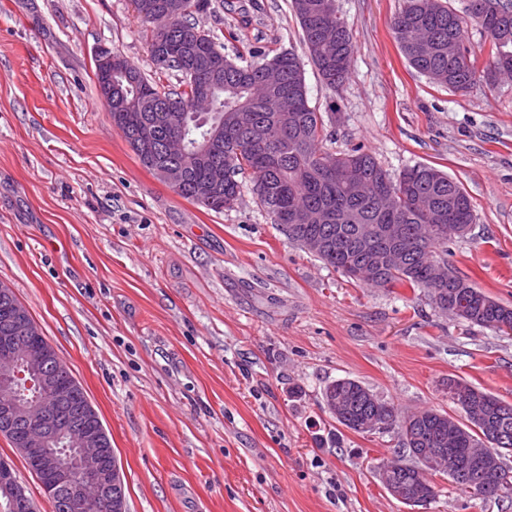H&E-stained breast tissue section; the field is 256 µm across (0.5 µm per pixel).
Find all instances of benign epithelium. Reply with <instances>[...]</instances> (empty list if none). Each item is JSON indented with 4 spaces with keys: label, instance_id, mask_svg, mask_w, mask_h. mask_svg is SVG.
<instances>
[{
    "label": "benign epithelium",
    "instance_id": "benign-epithelium-1",
    "mask_svg": "<svg viewBox=\"0 0 512 512\" xmlns=\"http://www.w3.org/2000/svg\"><path fill=\"white\" fill-rule=\"evenodd\" d=\"M103 79L99 94L112 108V77L129 84L138 76L126 68L117 54L101 56ZM61 366L54 347L41 327L24 307L16 308L0 321V434L15 438L16 447L35 464L41 486L58 498L63 512H88L95 504L101 512H123L114 505V495L122 490L123 476L108 434L89 399L73 403L76 383L58 375ZM39 387V399L22 403L16 391ZM442 455L426 449L420 455V472L441 469ZM397 500L412 504L422 489L389 485ZM23 497L11 462L0 460V512H14Z\"/></svg>",
    "mask_w": 512,
    "mask_h": 512
}]
</instances>
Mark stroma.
Returning <instances> with one entry per match:
<instances>
[{"label":"stroma","instance_id":"stroma-1","mask_svg":"<svg viewBox=\"0 0 512 512\" xmlns=\"http://www.w3.org/2000/svg\"><path fill=\"white\" fill-rule=\"evenodd\" d=\"M404 0H336L353 35L347 80H320L290 0H209L191 23L230 59L295 52L323 150L373 152L391 175L427 164L475 206L448 263L512 305V78L432 84L392 29ZM133 0H0V282L85 389L123 472L127 512H512L439 495L410 507L381 484L397 432L358 434L323 408L360 381L405 413L454 412L456 376L512 403V334L468 325L420 289L354 283L290 243L242 174L215 212L143 167L95 83L102 52L161 88ZM36 512H53L0 435Z\"/></svg>","mask_w":512,"mask_h":512}]
</instances>
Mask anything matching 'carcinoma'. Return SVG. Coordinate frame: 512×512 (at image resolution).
<instances>
[{
	"mask_svg": "<svg viewBox=\"0 0 512 512\" xmlns=\"http://www.w3.org/2000/svg\"><path fill=\"white\" fill-rule=\"evenodd\" d=\"M137 11L146 24H154L164 13L165 0H134ZM208 6V0H187L182 14L169 18L164 29L154 32L151 43L152 59L161 53L170 58V64L158 69L174 71L182 77L183 89L165 92L158 88L138 67L129 69L139 76L137 86L124 89L123 107L112 106L110 118L119 128L139 162L150 171L163 167H181L185 178L177 194L197 202L198 189L213 188L211 200L200 205L215 212L234 207L241 190L236 176L249 169L255 179L254 190L260 205L280 223V210L292 201L305 208L324 207L332 214L329 224H311L307 228L290 231L282 226L290 242L302 244L306 236H322L332 241L333 248L319 252L315 257L333 267L344 277L376 288L408 287L425 291L431 304L449 313L450 306H462L454 317L470 326L496 329L499 322L512 325V306L489 297L466 277L448 271V283L436 293L430 280L432 263L446 262L448 232H437L422 237L428 225L458 224L469 228L475 214L472 201L459 182L429 165L419 164L391 176L369 151L353 150L333 154L320 147L324 131L321 113L309 104L308 90L298 58L291 52H281L270 60L237 63L224 55V43L209 33L198 32L183 17ZM291 7L299 20L303 42L311 61L323 82L334 87L348 77L353 49L352 33L347 21L338 14L335 0H291ZM467 14L486 33L487 65L481 69L468 42H463L460 53L448 56V38L466 33L465 21L442 0H406L404 8L394 17L393 30L407 61L432 83L454 91H465L481 81L491 80L497 70L512 72V0H468ZM323 26L336 27L339 37L333 62L321 61L316 50L315 32ZM278 68L282 82L274 95H286L296 104L300 128L288 129V120L281 118L271 106V96L261 87L262 73L267 66ZM221 73L222 85L211 92L207 111L189 121L185 136L187 156L174 158L161 150L154 151V161H147L139 151L134 134L145 123H154L173 104L188 116L196 114L195 103L199 85L209 80L213 70ZM222 126L221 143L214 152L201 155L204 135L213 125ZM278 125L283 133L274 146L253 140L254 128ZM352 163L363 177L373 184V194L355 192L329 176ZM391 191L399 201L394 211H385L378 194ZM371 224L392 227L410 237L414 254L396 264L385 255L375 271V277L365 279L350 269L357 258L353 235ZM369 389L359 381L344 378L329 383L324 390L325 403L339 425L358 431V425L375 419L382 429H396L403 437L408 458L398 456L383 465L387 477L404 485H415L424 480L431 499L438 490L426 476L417 472L420 461L417 452L423 448H445L453 458L452 466L444 469L456 489L470 493L465 471L475 465L473 453L486 449L484 439L494 438L499 448H512V404L479 390L461 379L448 377V396L458 404L467 394L472 404L482 410L480 419L468 414L457 419L438 410L427 409L414 414L410 422L401 416L395 403L380 400L374 404L367 396ZM506 454H498L493 461L486 496H512V470L504 464Z\"/></svg>",
	"mask_w": 512,
	"mask_h": 512,
	"instance_id": "carcinoma-1",
	"label": "carcinoma"
}]
</instances>
